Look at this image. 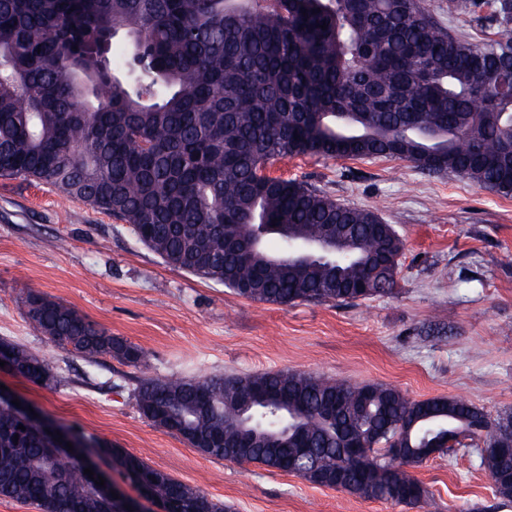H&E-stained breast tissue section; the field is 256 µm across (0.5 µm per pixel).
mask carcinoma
Returning a JSON list of instances; mask_svg holds the SVG:
<instances>
[{
  "label": "carcinoma",
  "instance_id": "1",
  "mask_svg": "<svg viewBox=\"0 0 512 512\" xmlns=\"http://www.w3.org/2000/svg\"><path fill=\"white\" fill-rule=\"evenodd\" d=\"M318 13H312L314 9ZM450 15L492 27L480 41L435 19L426 0H0V177L36 180L136 231L166 264L270 304L354 305L393 290L404 243L372 210L338 202L273 162L302 154L407 160L512 196V0H449ZM327 25L323 30L320 25ZM342 230L344 257L291 258L272 239ZM27 315L85 357L138 366L142 350L31 290ZM0 360L49 386V366L0 341ZM154 426L218 460L288 471L298 440L321 487L422 507L409 469L423 449L509 443L460 397L411 400L394 387L313 373L138 379ZM0 401V498L39 512H124L83 463ZM367 445L353 458L351 438ZM407 449L394 465L390 440ZM111 461L163 512H228L199 488L109 442ZM504 504L512 455L481 457Z\"/></svg>",
  "mask_w": 512,
  "mask_h": 512
}]
</instances>
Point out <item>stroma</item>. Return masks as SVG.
<instances>
[{
	"label": "stroma",
	"mask_w": 512,
	"mask_h": 512,
	"mask_svg": "<svg viewBox=\"0 0 512 512\" xmlns=\"http://www.w3.org/2000/svg\"><path fill=\"white\" fill-rule=\"evenodd\" d=\"M269 171L392 225L405 243L393 291L352 306L246 300L167 265L110 214L47 184L0 178V340L35 352L55 376L46 388L0 367V384L56 425L125 448L230 512H413L204 457L141 416L135 380L294 370L512 416V196L401 159L301 155ZM31 288L139 346L140 367L85 358L39 334L27 318ZM414 474L430 493L422 512H512L471 450Z\"/></svg>",
	"instance_id": "stroma-1"
}]
</instances>
